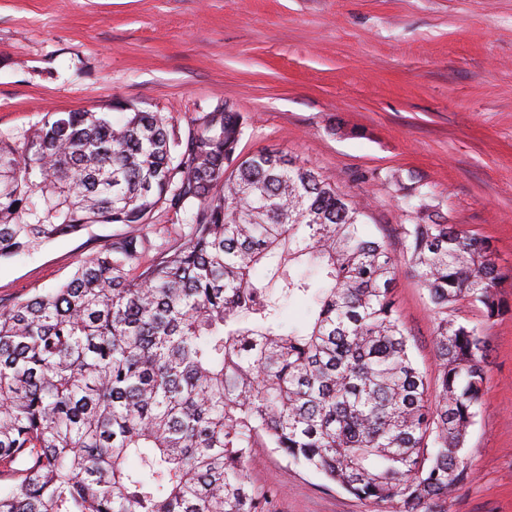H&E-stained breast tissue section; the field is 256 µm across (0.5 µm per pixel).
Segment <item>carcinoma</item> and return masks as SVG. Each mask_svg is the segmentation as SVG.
<instances>
[{"label": "carcinoma", "mask_w": 512, "mask_h": 512, "mask_svg": "<svg viewBox=\"0 0 512 512\" xmlns=\"http://www.w3.org/2000/svg\"><path fill=\"white\" fill-rule=\"evenodd\" d=\"M245 124L205 112L181 139L158 112H59L0 134L1 259L160 209L187 227L153 256L119 235L0 304V512H265L259 448L395 512H445L472 480L489 348L453 312L501 314L489 241L419 191L396 252L319 172L240 156ZM400 262L437 315L432 384L397 314ZM294 300L307 317L287 326Z\"/></svg>", "instance_id": "carcinoma-1"}]
</instances>
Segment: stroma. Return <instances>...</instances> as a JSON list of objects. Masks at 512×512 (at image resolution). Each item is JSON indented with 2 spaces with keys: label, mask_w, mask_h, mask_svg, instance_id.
<instances>
[{
  "label": "stroma",
  "mask_w": 512,
  "mask_h": 512,
  "mask_svg": "<svg viewBox=\"0 0 512 512\" xmlns=\"http://www.w3.org/2000/svg\"><path fill=\"white\" fill-rule=\"evenodd\" d=\"M247 120L241 155L275 149L366 206L397 242L408 195L486 237L506 280L469 436L473 479L445 512H512V0H0V133L23 138L50 112L161 113L187 137L222 106ZM123 224H94L0 259V301L67 281ZM413 353L437 375L435 314L398 267ZM267 512H392L273 449L247 463Z\"/></svg>",
  "instance_id": "obj_1"
}]
</instances>
